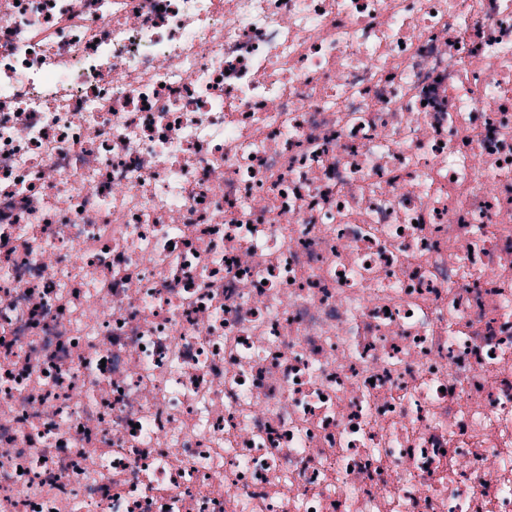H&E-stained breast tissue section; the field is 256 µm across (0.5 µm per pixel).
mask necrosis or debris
Returning <instances> with one entry per match:
<instances>
[{
	"label": "necrosis or debris",
	"instance_id": "obj_1",
	"mask_svg": "<svg viewBox=\"0 0 512 512\" xmlns=\"http://www.w3.org/2000/svg\"><path fill=\"white\" fill-rule=\"evenodd\" d=\"M0 512H512V0H0Z\"/></svg>",
	"mask_w": 512,
	"mask_h": 512
}]
</instances>
